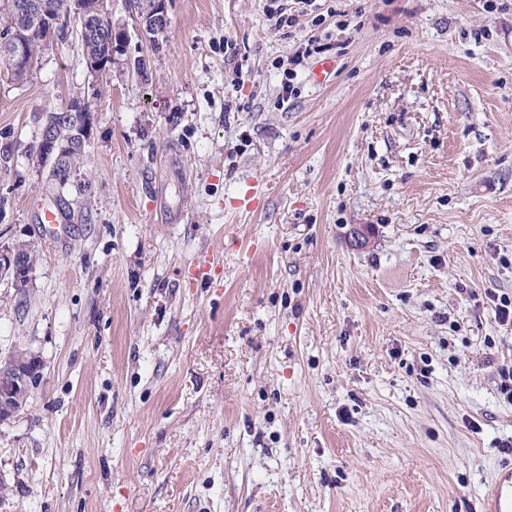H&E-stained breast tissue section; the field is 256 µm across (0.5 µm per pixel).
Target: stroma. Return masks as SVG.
Returning a JSON list of instances; mask_svg holds the SVG:
<instances>
[{
  "mask_svg": "<svg viewBox=\"0 0 512 512\" xmlns=\"http://www.w3.org/2000/svg\"><path fill=\"white\" fill-rule=\"evenodd\" d=\"M103 2L106 76L73 38L0 86V247L37 254L0 361L43 364L6 512H481L512 460V0H168L153 37ZM76 96L60 192L26 148ZM89 106V105H88ZM87 102L84 100L73 98L65 107V111L72 112L74 117V126L71 135L67 142L62 143L58 136H56L51 124L46 120V123L41 129L39 136V146L33 144L29 146L27 152L30 155H36L38 161L44 165L49 164V177L50 181L58 190L66 189L75 175V172L80 167L85 147L89 142L90 130L93 120V114ZM71 139V141H70ZM77 150L70 154L58 166L52 168V162L45 159H52L53 162L60 160L68 151ZM43 158H42V156Z\"/></svg>",
  "mask_w": 512,
  "mask_h": 512,
  "instance_id": "stroma-1",
  "label": "stroma"
}]
</instances>
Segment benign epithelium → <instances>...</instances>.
Segmentation results:
<instances>
[{"instance_id":"obj_1","label":"benign epithelium","mask_w":512,"mask_h":512,"mask_svg":"<svg viewBox=\"0 0 512 512\" xmlns=\"http://www.w3.org/2000/svg\"><path fill=\"white\" fill-rule=\"evenodd\" d=\"M138 28L151 35H157L168 26L166 0H145L136 2ZM6 8L19 16H29L40 24L43 30L41 49L46 51L68 37L71 33L89 28L99 29L104 26L103 0H67L59 4H49L47 0H0V9ZM111 50L96 60L85 62L88 73L97 78L109 70L114 56L120 46L115 41L108 42ZM0 55L3 56L10 72L17 71L31 78L35 67L31 64L30 54L24 40L9 39L0 43ZM73 114L74 126L70 140L63 143L56 136L50 123H45L39 136L41 154L45 159L60 160L67 152L77 150L84 152L89 142L93 114L87 102L74 98L65 107ZM26 252L28 248L17 244L11 248L0 247V277L24 275L31 280L32 269L28 267ZM41 374V361L38 356L25 352L21 357H12L0 363V422L11 419L18 409L14 398L30 387Z\"/></svg>"}]
</instances>
